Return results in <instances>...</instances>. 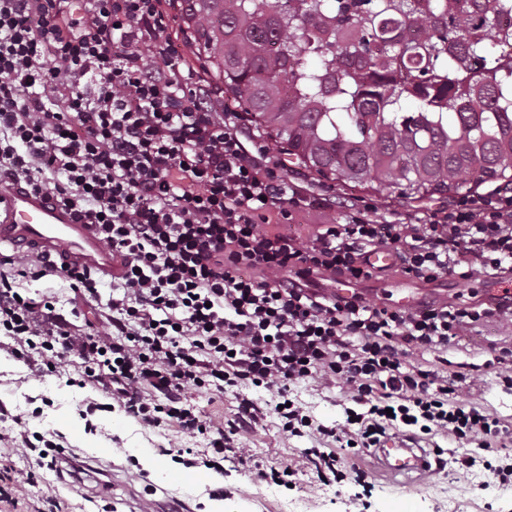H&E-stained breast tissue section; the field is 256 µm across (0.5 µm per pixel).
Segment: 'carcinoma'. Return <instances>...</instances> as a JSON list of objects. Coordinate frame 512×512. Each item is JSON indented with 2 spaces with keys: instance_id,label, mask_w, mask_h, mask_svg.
Returning a JSON list of instances; mask_svg holds the SVG:
<instances>
[{
  "instance_id": "cac0c4a2",
  "label": "carcinoma",
  "mask_w": 512,
  "mask_h": 512,
  "mask_svg": "<svg viewBox=\"0 0 512 512\" xmlns=\"http://www.w3.org/2000/svg\"><path fill=\"white\" fill-rule=\"evenodd\" d=\"M170 2L204 74L307 172L406 203L512 186V0Z\"/></svg>"
}]
</instances>
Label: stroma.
<instances>
[{
    "label": "stroma",
    "mask_w": 512,
    "mask_h": 512,
    "mask_svg": "<svg viewBox=\"0 0 512 512\" xmlns=\"http://www.w3.org/2000/svg\"><path fill=\"white\" fill-rule=\"evenodd\" d=\"M288 178L308 195H322L328 200L327 208L294 216L295 230L305 238L314 225L343 216L362 200L374 205L377 218L408 224L424 221L446 204L442 198L404 203L383 189L351 188L302 174L293 167ZM511 284L510 276L497 279L486 273L467 280L445 278L427 283L389 266L372 279L354 284L353 290L390 308L402 307L411 294L428 305L483 306L496 302L500 289ZM510 344L512 325L487 320L449 344L447 353L429 352L424 359L435 367L447 364L449 374L465 379L472 399L512 423V389L500 385L493 362L496 348ZM95 396L91 388L70 385L66 375L34 378L22 363L0 356V407L20 416L30 431L58 432L68 452L88 458L92 469L112 474L111 490L101 493L94 481L79 484L71 482L69 476L45 472V479L58 489L62 512H129L120 498L131 492L163 501L179 499L185 512H207L208 504L215 500L222 501L224 512H512V489L485 485V474L479 469L463 475L446 468L403 486L376 470L371 458L364 455L357 462L369 471L374 487L361 494L351 485H323L315 472L304 466L293 476L291 485L260 483L253 467L241 465L237 455L229 451L224 454L223 474L189 467L179 457V449L198 450L203 441L184 435L177 423L152 429L119 411L99 412L94 417L97 432L86 431L78 409ZM244 445L251 450L256 465L267 469L298 460L311 442L286 437L277 419L270 417L246 434Z\"/></svg>",
    "instance_id": "obj_1"
}]
</instances>
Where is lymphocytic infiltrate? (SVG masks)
I'll return each instance as SVG.
<instances>
[{"label": "lymphocytic infiltrate", "instance_id": "obj_1", "mask_svg": "<svg viewBox=\"0 0 512 512\" xmlns=\"http://www.w3.org/2000/svg\"><path fill=\"white\" fill-rule=\"evenodd\" d=\"M172 31L162 0H0V180L94 225L122 268L104 297L93 271H60L42 253L1 257L0 352L36 377L72 367L75 385L144 426L178 422L219 474L225 449L251 462L243 439L271 415L284 434L314 440L303 456L321 480H364L348 453L418 431L479 442L458 452L459 469L511 485L512 424L460 400L459 379L420 357L481 321L512 323V297L395 309L325 294L316 279H370L380 248L424 282L512 267V190L463 197L420 224L356 208L302 239L287 223L307 197L265 142L244 146L243 115L215 110ZM58 273L75 301L99 304L109 332L81 330L54 298L28 296L25 281ZM302 384L341 387L344 421L311 414L294 394ZM227 392L238 403L228 421L188 400ZM0 444L28 463L13 472L14 495L41 487L55 512L57 489L40 472L72 476L76 463L19 418Z\"/></svg>", "mask_w": 512, "mask_h": 512}]
</instances>
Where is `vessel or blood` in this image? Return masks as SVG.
Wrapping results in <instances>:
<instances>
[{"instance_id": "1", "label": "vessel or blood", "mask_w": 512, "mask_h": 512, "mask_svg": "<svg viewBox=\"0 0 512 512\" xmlns=\"http://www.w3.org/2000/svg\"><path fill=\"white\" fill-rule=\"evenodd\" d=\"M57 255L62 264L112 278L120 265L89 225L75 223L70 211L41 195L0 183V250ZM372 455L377 465L403 481L431 468L429 450L399 438L385 440Z\"/></svg>"}]
</instances>
